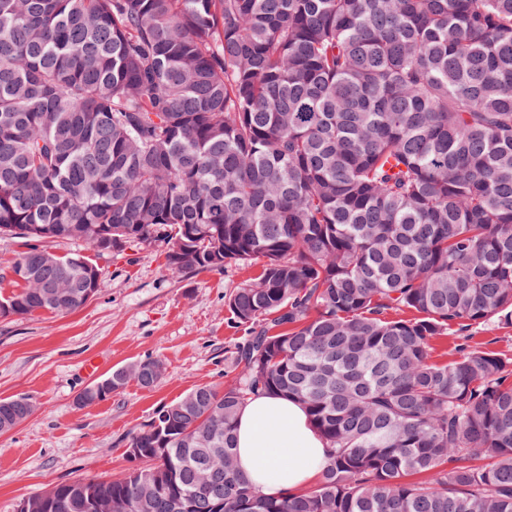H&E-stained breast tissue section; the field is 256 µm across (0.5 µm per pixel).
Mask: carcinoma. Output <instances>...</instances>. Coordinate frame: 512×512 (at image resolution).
I'll return each mask as SVG.
<instances>
[{"mask_svg":"<svg viewBox=\"0 0 512 512\" xmlns=\"http://www.w3.org/2000/svg\"><path fill=\"white\" fill-rule=\"evenodd\" d=\"M14 316L74 312L96 254L163 242L172 270L262 263L225 303L235 383L133 434L138 466L39 512H512V0H0V237ZM409 311L413 318H390ZM112 387L153 386V359ZM306 408L329 463L265 496L236 467L257 394ZM30 416L23 398L5 415ZM25 250L26 246L20 239L0 238V292L2 291L3 295H8L16 289L12 283L10 267L18 255ZM463 336L469 337L471 345L477 344L487 350L512 355V326L497 323L477 324L466 332H449L432 342L431 357L437 362H446L453 358L457 344Z\"/></svg>","mask_w":512,"mask_h":512,"instance_id":"cac0c4a2","label":"carcinoma"}]
</instances>
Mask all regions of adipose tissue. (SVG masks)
Segmentation results:
<instances>
[{
	"label": "adipose tissue",
	"instance_id": "ef3b65f1",
	"mask_svg": "<svg viewBox=\"0 0 512 512\" xmlns=\"http://www.w3.org/2000/svg\"><path fill=\"white\" fill-rule=\"evenodd\" d=\"M237 466L261 494L299 492L320 478L326 444L296 401L256 394L237 421Z\"/></svg>",
	"mask_w": 512,
	"mask_h": 512
}]
</instances>
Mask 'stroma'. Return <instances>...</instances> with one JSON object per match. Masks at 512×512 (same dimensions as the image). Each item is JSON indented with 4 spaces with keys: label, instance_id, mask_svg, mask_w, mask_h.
Masks as SVG:
<instances>
[{
    "label": "stroma",
    "instance_id": "obj_1",
    "mask_svg": "<svg viewBox=\"0 0 512 512\" xmlns=\"http://www.w3.org/2000/svg\"><path fill=\"white\" fill-rule=\"evenodd\" d=\"M163 243L130 244L94 256L97 294L72 313L0 317V400L29 399L32 414L0 433V512L47 487L81 478L108 479L131 462L126 444L162 406L199 385L233 381L231 353L248 336L224 302L260 272L256 263L220 270H171ZM512 355V326L477 324L432 343L437 362L453 358L461 340ZM162 360L150 388L129 382L94 405L77 395L113 368ZM96 363V375L85 366Z\"/></svg>",
    "mask_w": 512,
    "mask_h": 512
}]
</instances>
